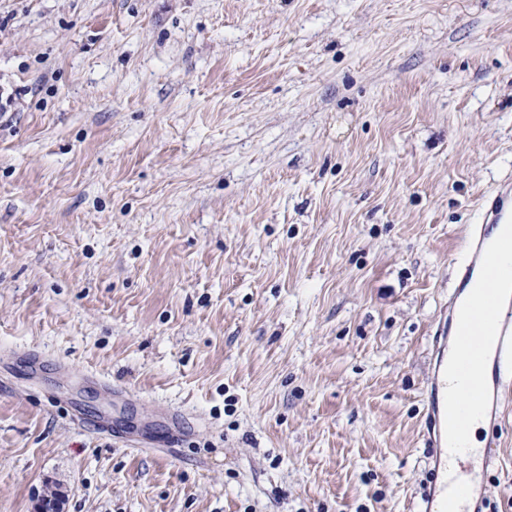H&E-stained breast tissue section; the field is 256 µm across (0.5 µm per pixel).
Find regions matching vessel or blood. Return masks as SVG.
<instances>
[{"label":"vessel or blood","mask_w":512,"mask_h":512,"mask_svg":"<svg viewBox=\"0 0 512 512\" xmlns=\"http://www.w3.org/2000/svg\"><path fill=\"white\" fill-rule=\"evenodd\" d=\"M481 221L501 225L502 231L491 244L484 233L471 229L468 259L470 266L483 267L482 284L478 293L469 297L463 288L453 289L447 307L450 323L439 326L433 339L434 366L426 390L423 433L433 467L417 495L416 512H487L489 507L478 472L464 478L452 477L451 472L474 459L489 466L496 455L493 439L481 448L466 447L472 417L466 396L480 386L485 359L512 367V321L501 317L499 297L502 284L512 280V267L486 265L489 253L512 254L511 187L498 191ZM476 328L483 329L490 347L471 343Z\"/></svg>","instance_id":"vessel-or-blood-1"}]
</instances>
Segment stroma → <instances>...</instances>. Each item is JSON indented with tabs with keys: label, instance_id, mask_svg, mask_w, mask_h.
Segmentation results:
<instances>
[{
	"label": "stroma",
	"instance_id": "obj_1",
	"mask_svg": "<svg viewBox=\"0 0 512 512\" xmlns=\"http://www.w3.org/2000/svg\"><path fill=\"white\" fill-rule=\"evenodd\" d=\"M3 91L0 512H410L512 0H0Z\"/></svg>",
	"mask_w": 512,
	"mask_h": 512
}]
</instances>
